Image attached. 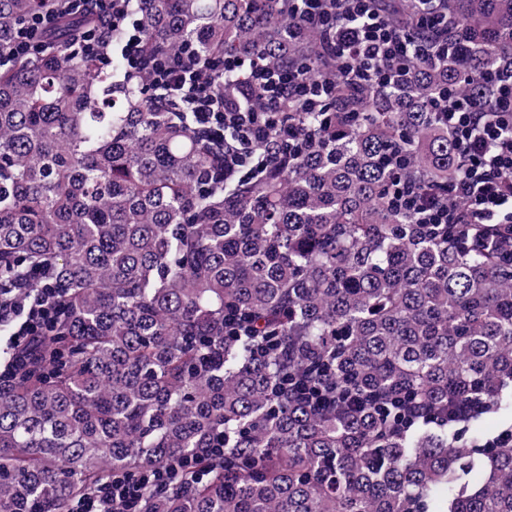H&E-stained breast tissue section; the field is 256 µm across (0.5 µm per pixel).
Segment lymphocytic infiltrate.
Wrapping results in <instances>:
<instances>
[{
  "label": "lymphocytic infiltrate",
  "instance_id": "lymphocytic-infiltrate-1",
  "mask_svg": "<svg viewBox=\"0 0 512 512\" xmlns=\"http://www.w3.org/2000/svg\"><path fill=\"white\" fill-rule=\"evenodd\" d=\"M292 26L314 25L326 36V51L341 62L339 77L353 84L384 88L394 77L386 68L394 62L401 69L420 61L435 60L449 51L447 43L427 38L430 30L448 29L453 19L444 7H436L417 20L418 34L389 25L373 6V0H292ZM63 10L95 17V30L82 45L83 54L106 57L119 48L127 72L144 75L148 88L180 98L194 119V128L215 140L224 155L225 176L239 175L252 166L281 129L279 116L286 101L297 99L326 107L334 97L335 82L309 77L307 66L277 70L234 56L210 64L194 49L173 54L148 55L136 18L134 0H62ZM58 15L35 16L22 28L0 62L31 56L42 47L38 36L51 30ZM237 75L244 84L260 91L261 107L225 98L214 87L215 75ZM483 81L495 106L486 109L473 96L457 92L439 95L431 110L447 129L462 161L445 191H424L415 183L394 178L390 205L418 224H455L465 237L481 239L489 224L505 225L494 238L499 251L512 252V53L502 56L483 73ZM49 268L0 274V329L14 346L47 335L63 309L60 289L50 285ZM167 472L107 473L95 491L76 499L70 512H135L147 486L164 485Z\"/></svg>",
  "mask_w": 512,
  "mask_h": 512
}]
</instances>
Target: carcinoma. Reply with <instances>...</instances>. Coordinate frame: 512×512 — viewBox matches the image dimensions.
<instances>
[{
	"instance_id": "1",
	"label": "carcinoma",
	"mask_w": 512,
	"mask_h": 512,
	"mask_svg": "<svg viewBox=\"0 0 512 512\" xmlns=\"http://www.w3.org/2000/svg\"><path fill=\"white\" fill-rule=\"evenodd\" d=\"M471 55L418 62L394 89L341 80L336 111L290 102L325 142L275 146L224 180L219 150L140 79L80 44L0 67V272L48 266L64 314L0 377V512H68L109 470L184 465L139 512H512V437L459 428L512 407V257L388 204L387 155L428 190L459 158L429 106L476 94L512 50V0H445ZM289 0H137L152 52L274 69L320 57ZM56 0H0V53ZM400 29L420 8L391 0ZM224 97L261 103L234 77ZM224 437V456L206 449Z\"/></svg>"
}]
</instances>
